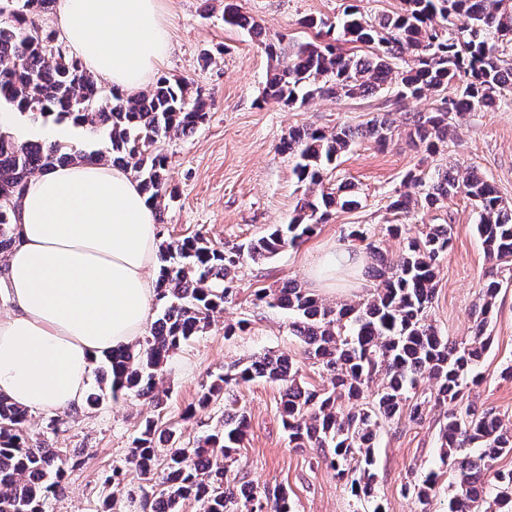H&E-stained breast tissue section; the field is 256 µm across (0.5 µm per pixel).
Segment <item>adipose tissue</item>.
<instances>
[{
    "mask_svg": "<svg viewBox=\"0 0 512 512\" xmlns=\"http://www.w3.org/2000/svg\"><path fill=\"white\" fill-rule=\"evenodd\" d=\"M162 0H61L71 52L126 95L168 47ZM0 261V395L36 414L82 407L93 367L142 336L155 295V210L128 170L73 162L30 179Z\"/></svg>",
    "mask_w": 512,
    "mask_h": 512,
    "instance_id": "obj_1",
    "label": "adipose tissue"
}]
</instances>
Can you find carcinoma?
Returning a JSON list of instances; mask_svg holds the SVG:
<instances>
[{
  "mask_svg": "<svg viewBox=\"0 0 512 512\" xmlns=\"http://www.w3.org/2000/svg\"><path fill=\"white\" fill-rule=\"evenodd\" d=\"M56 0H0V102L32 122L69 120L103 148L77 150L61 142L23 139L0 128V255L15 242L16 210L29 179L57 164L79 159L111 162L139 181L156 216L173 197L165 141L186 137L209 112L188 84L162 77L148 91L124 96L105 91L68 50L53 53L52 33L31 40L36 16ZM224 24L256 36L271 61L262 100L302 105L316 95L354 98L394 88L396 101L434 95L430 112L408 118L409 136L430 154L448 139L451 115L495 108L512 95V0H402L397 12L363 15L345 7L336 22L310 17L320 43L288 40L271 33L231 0ZM342 43L361 44L363 54L346 53ZM391 113H379L365 126L339 125L333 131L292 129L280 150L295 158L294 175L306 186L296 214L261 235L230 249L201 236L164 241L158 246L156 300L160 317L135 345L108 356L111 386L87 393L95 408L107 394L126 389L136 397L158 398L165 366L180 346L210 328L235 294L236 270L245 261L270 259L295 247L326 223L336 207L356 200L328 183L327 168L358 139L386 143ZM406 182L418 197L397 196L390 208L405 216L419 204L435 208L463 193L474 201L479 235L488 257L512 266V206L473 168L410 171ZM389 231L406 240L398 259L387 260L372 242L366 250L377 281L364 301L335 306L293 281L255 293V301L288 311L289 332L308 358L330 376L329 388L299 380L292 358L263 354L235 364L204 389L190 412L207 411L224 400V416L210 434L185 443L169 429L145 421L135 439L130 470L114 469L105 482L121 485L128 472L160 486L167 512L184 501L198 512H292L288 490L259 489L232 473L236 453L249 434L250 416L238 404V389L264 379L280 387L281 421L294 448H314L352 496L374 503V448L381 424L406 415L422 422L430 405L448 407L440 431V463L448 467V512H512V472L496 469L512 453V426L468 400L481 382L478 368L490 348L487 334L501 282L492 279L474 312L473 333L461 340L442 336L428 320L440 262L456 232L454 224H431L412 236L403 224ZM435 381L434 391L421 388ZM31 418L24 408L0 397V512H46V505L79 460L65 448L30 444ZM439 473L411 471L402 492L416 512H430Z\"/></svg>",
  "mask_w": 512,
  "mask_h": 512,
  "instance_id": "1",
  "label": "carcinoma"
}]
</instances>
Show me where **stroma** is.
Masks as SVG:
<instances>
[{
	"instance_id": "stroma-1",
	"label": "stroma",
	"mask_w": 512,
	"mask_h": 512,
	"mask_svg": "<svg viewBox=\"0 0 512 512\" xmlns=\"http://www.w3.org/2000/svg\"><path fill=\"white\" fill-rule=\"evenodd\" d=\"M241 11L266 29L288 34L297 41L314 39L315 30L304 27L306 18L335 19L347 0H236ZM225 0H162L169 33V49L154 72L155 77H176L191 92L211 103L205 122L190 137L166 147L168 175L175 197L166 205L157 226L160 240L199 234L213 244L231 246L256 237L272 224H285L295 214L305 188L293 174L294 160L279 149L281 139L298 127L332 130L346 123H366L374 113L388 112L394 131L386 146L357 140L328 170L337 185H349L360 203L336 209L327 223L309 239L285 249L268 261H245L237 271L239 293L225 305L213 326L186 342L164 369L159 402L119 395L98 408L67 417L50 430L49 413L31 419L35 437L58 448L78 453L84 461L56 496L48 512H100L104 500L116 498L115 512H144L143 504L156 494L154 484L128 478L121 486L106 484L112 469L126 468L127 459L146 419L193 441L209 433L224 412L216 402L207 413L188 416L203 385L225 366L252 356L273 353L292 357L305 381L326 385L318 366L304 353L288 331L287 311L253 302L260 288H277L297 281L325 302L336 304L368 297L374 280L364 268L340 272L333 283L314 274L326 255L360 253L364 243L351 240V227L368 230L390 258L403 247L388 234L395 223L391 201L405 192L404 177L413 169L459 165L476 169L492 183L505 203L512 205V106L468 112L451 122L448 141L435 155L416 148L401 121L402 111L427 112L434 98L397 104L392 92L360 98H315L286 107L262 102L261 91L270 62L261 45L247 31L224 23ZM412 230L425 224L458 227L452 245L440 263L438 286L428 319L441 335L459 339L470 335L472 313L488 279L502 283L489 330L493 338L481 372L483 380L471 393L480 407L490 408L512 422V379L500 370L512 361V272L496 265L485 254L473 226L475 206L465 196L446 200L441 208H415L406 219ZM248 320L243 332L225 337L226 324ZM238 401L250 413L249 436L237 455L235 473L258 487H285L294 512H353L354 500L345 485L324 465L313 463L311 448H294L280 416V388L257 380L240 388ZM446 411L430 408L423 422L408 418L385 424L375 449L378 496L387 512H415L411 499L400 488L411 470L439 468L438 434Z\"/></svg>"
}]
</instances>
